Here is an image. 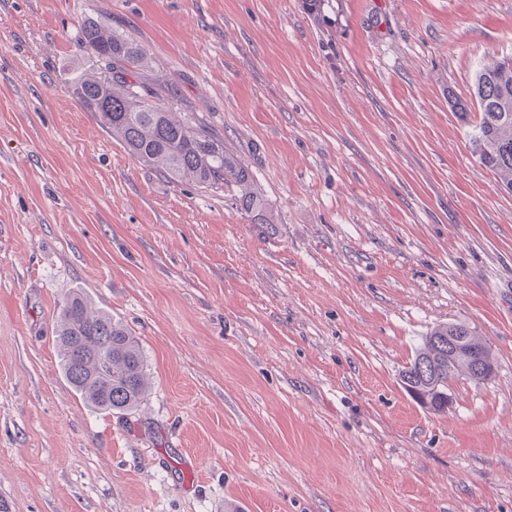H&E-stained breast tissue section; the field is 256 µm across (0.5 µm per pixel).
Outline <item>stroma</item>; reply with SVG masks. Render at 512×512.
Wrapping results in <instances>:
<instances>
[{"mask_svg":"<svg viewBox=\"0 0 512 512\" xmlns=\"http://www.w3.org/2000/svg\"><path fill=\"white\" fill-rule=\"evenodd\" d=\"M0 0V501L9 512H512V193L452 104L512 57V0ZM107 15L139 77L249 164L275 214L131 156L70 87ZM149 395L63 376L71 293ZM495 361L436 414V325ZM448 336H455L449 338V347L455 348L465 344L466 336L467 348L481 352L484 364L493 368L490 347L465 324L447 323L433 329L402 372L401 382L417 403L435 413H445L452 405L448 382L462 378L476 384L486 380L482 370L472 369L469 360L450 356Z\"/></svg>","mask_w":512,"mask_h":512,"instance_id":"obj_1","label":"stroma"}]
</instances>
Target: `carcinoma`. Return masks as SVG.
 <instances>
[{
    "label": "carcinoma",
    "instance_id": "cac0c4a2",
    "mask_svg": "<svg viewBox=\"0 0 512 512\" xmlns=\"http://www.w3.org/2000/svg\"><path fill=\"white\" fill-rule=\"evenodd\" d=\"M80 44L97 66L72 85V95L134 156L177 181L200 189L231 186L235 205L256 224L274 223V215L249 165L224 147L195 115L179 120L165 100L135 75L145 53L131 38L112 30L104 16L88 17L79 27ZM479 120L470 137L472 154L512 192V58L482 67L472 77ZM467 337V348L493 366L491 349L468 326H437L422 340L401 375L408 394L436 413L448 411V382L474 383L484 373L469 360L452 357L448 337ZM63 373L71 386L101 411L124 412L147 393L139 344L111 315L92 308L80 293L64 304L55 331Z\"/></svg>",
    "mask_w": 512,
    "mask_h": 512
}]
</instances>
